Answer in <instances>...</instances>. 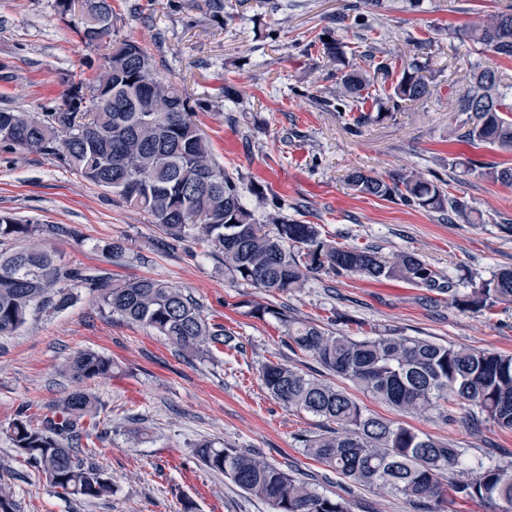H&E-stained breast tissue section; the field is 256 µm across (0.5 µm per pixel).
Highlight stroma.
Masks as SVG:
<instances>
[{
    "label": "stroma",
    "mask_w": 512,
    "mask_h": 512,
    "mask_svg": "<svg viewBox=\"0 0 512 512\" xmlns=\"http://www.w3.org/2000/svg\"><path fill=\"white\" fill-rule=\"evenodd\" d=\"M356 2L288 0L280 11L277 0H224L220 24L208 19L203 0H112V8L117 38L140 43L158 73L183 85L190 98L210 100L196 119L259 222L278 210L320 225L343 245H373L385 256L415 252L458 277L487 279L512 268V187L465 166L470 159L509 164L512 155L448 137L461 118L452 109L453 93L465 87L471 65L491 60L455 32L492 13L498 0H423L416 12L406 0H385L378 19L387 34L382 49L411 57L415 39H431L426 62L433 93L352 132L336 111L318 106L336 89V66L306 43L314 32L357 45ZM100 56L82 43L55 0H0V109L51 111L64 103L71 84L95 79ZM355 169L383 177L419 169L453 180L482 221L451 224L396 201L357 196L346 184ZM0 214L68 227L53 243L69 267L183 288L242 345L179 357L154 331L102 312L85 288L68 309L34 313L16 335L0 337V464L12 471L18 512H182L187 499L195 512H270L196 459L193 445L203 439L291 462L319 493L346 497L352 512H446L432 499L415 505L343 481L304 455L299 438L320 431V420L272 399L259 369L270 360L312 374L318 366L288 348L279 321L252 317L247 303L267 302L349 336L386 329L509 354L512 304L478 315L460 311L444 295L357 275L322 274L298 292L271 296L233 281L222 255H201L191 240L172 241L147 215L39 152L0 149ZM117 239L126 247L119 265L100 251ZM85 349L114 364L111 378L88 384L110 421L96 460L115 480L112 496L91 501L57 495L41 472L20 460L6 433L23 405L49 412L71 386L65 362ZM354 396L379 416L461 448L454 478H468L480 461L512 472V433L473 418L468 408L451 405L454 419L445 422L432 414H399L359 390Z\"/></svg>",
    "instance_id": "35a3bbf8"
}]
</instances>
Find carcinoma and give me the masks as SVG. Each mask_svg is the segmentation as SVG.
<instances>
[{
    "label": "carcinoma",
    "mask_w": 512,
    "mask_h": 512,
    "mask_svg": "<svg viewBox=\"0 0 512 512\" xmlns=\"http://www.w3.org/2000/svg\"><path fill=\"white\" fill-rule=\"evenodd\" d=\"M85 3L80 14L69 10L66 0H57L56 6L72 17L85 45L107 48L96 80L86 87L72 86L62 105L37 116L1 109V148L54 156L150 216L168 238H190L205 252L223 255L233 279L270 294L291 293L316 274L332 273L406 282L446 294L451 304L473 314L512 303V269L489 279L469 276L462 289L459 281L413 252L387 258L372 246H341L323 237L318 225L280 214L269 215L272 230H266L242 202L237 179L216 160L195 120L210 101H193L182 87L160 76L152 55L138 42L112 38L110 0ZM356 19L366 35L351 50L358 62L341 72L334 99L342 116L358 112L350 126L359 128L408 102L426 100L432 89L419 59L401 63L379 48L382 34L373 16L359 14ZM456 35L495 58L512 60V0H502L484 21L466 25ZM309 46L330 61L346 59L345 45L338 39L316 35ZM510 88L509 74L498 67L474 69L470 84L453 101L454 111L465 119L448 136L469 147L512 154ZM481 175L512 186V164L486 166ZM348 185L358 195L399 201L453 223L481 222L451 182L416 169L386 178L355 170ZM55 234L53 227L0 214V337L14 335L35 311L65 310L76 300L72 286L80 284L96 294L109 314L152 329L185 358L234 346L236 337L210 322L196 299L165 281L129 277L116 283L59 263L46 242ZM6 242L10 247L1 248ZM249 306L252 316L270 315L286 327L291 350L308 354L377 401L448 421L449 410L442 402L452 395L512 432V355L392 333L355 338L272 304ZM65 371L72 389L44 415L21 408L7 433L18 456L42 471L58 494L85 500L110 496L112 475L95 462V442L90 440L107 435L109 420L101 417L98 398L82 383L112 376V360L81 350L69 358ZM260 380L285 407L326 423L322 432L302 440L305 456L349 482L411 502L501 501L508 505L504 512H512V475L500 467L479 463L471 477L445 484L444 474L461 464L462 452L453 444L370 413L344 388L285 363H264ZM194 452L206 468L266 502L271 512H351L347 498L322 495L293 470L221 441L200 440ZM0 512H17L12 486L1 473Z\"/></svg>",
    "instance_id": "cac0c4a2"
}]
</instances>
